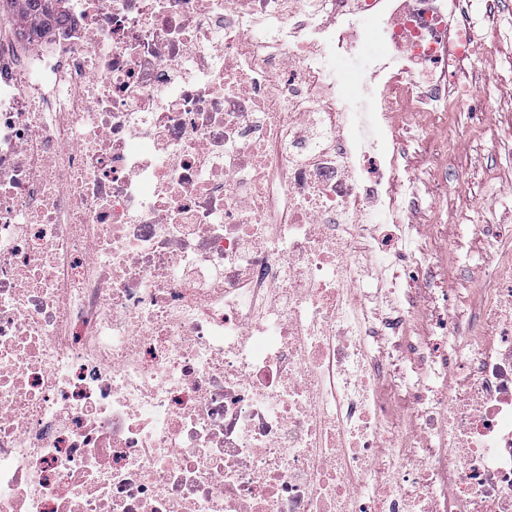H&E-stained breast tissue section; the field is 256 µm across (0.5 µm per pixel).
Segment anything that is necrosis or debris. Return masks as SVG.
<instances>
[{
	"label": "necrosis or debris",
	"instance_id": "1",
	"mask_svg": "<svg viewBox=\"0 0 512 512\" xmlns=\"http://www.w3.org/2000/svg\"><path fill=\"white\" fill-rule=\"evenodd\" d=\"M459 2L64 0L0 36V512H512V267L423 336L389 275L379 115L469 103ZM363 30L389 54L346 94Z\"/></svg>",
	"mask_w": 512,
	"mask_h": 512
}]
</instances>
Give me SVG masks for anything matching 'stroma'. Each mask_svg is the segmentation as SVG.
Here are the masks:
<instances>
[{
  "mask_svg": "<svg viewBox=\"0 0 512 512\" xmlns=\"http://www.w3.org/2000/svg\"><path fill=\"white\" fill-rule=\"evenodd\" d=\"M467 9L483 51L451 83L475 87L471 105L387 116L402 137V181L418 199L403 218L417 227L431 280L458 289V311L487 282L512 225V0H469Z\"/></svg>",
  "mask_w": 512,
  "mask_h": 512,
  "instance_id": "stroma-1",
  "label": "stroma"
}]
</instances>
